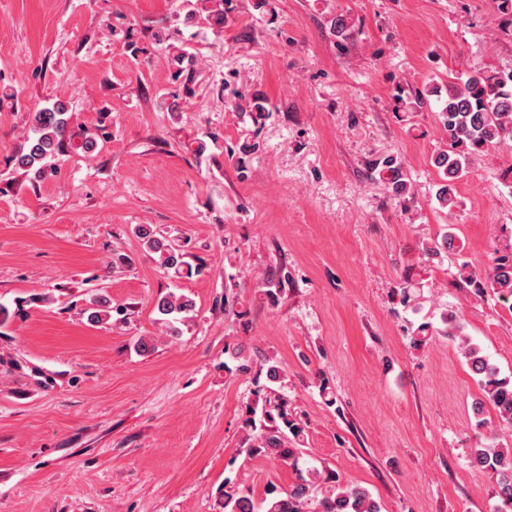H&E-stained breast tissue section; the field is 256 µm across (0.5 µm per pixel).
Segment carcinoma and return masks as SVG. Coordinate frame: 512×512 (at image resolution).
Returning <instances> with one entry per match:
<instances>
[{
	"mask_svg": "<svg viewBox=\"0 0 512 512\" xmlns=\"http://www.w3.org/2000/svg\"><path fill=\"white\" fill-rule=\"evenodd\" d=\"M202 21L210 26L224 27V0H202ZM169 69L175 79L189 85L196 80L195 54L184 47H172L168 57ZM246 95H238L243 100ZM248 99V98H246ZM267 112L266 100L258 95L248 99L241 113L258 122ZM444 147L431 157L432 165L440 173V183L435 194L438 206L449 211L458 206L456 183L466 172L468 165L487 149L512 146V70L488 72L473 66L463 77L448 81L447 97L441 110ZM72 115L68 103L57 99L44 107L28 112V124L32 135L25 146L13 156L15 169L23 171L34 182L41 181L72 143ZM97 133L82 132L77 146L87 153L94 149ZM370 175L381 181L392 196L403 198L409 193L411 178L403 163L392 156L379 157L368 166ZM137 236L154 253L158 254V267L166 274L180 277L186 273H201L203 268L192 266L184 260V253L167 240L156 236L153 227L141 224L136 227ZM462 243L450 232L431 240L422 248V257L428 261L440 259L452 252L461 254ZM459 279L473 286L478 293L490 288L500 297L512 298V251L494 258L486 279L479 280L470 270V264L462 261L456 266ZM288 275L264 278L260 287L265 296L274 301L282 291ZM399 304L407 307L417 299L416 284L406 279L397 289ZM194 300L185 295L170 294L158 299L155 309L159 321L170 333H177L175 323L189 317L194 311ZM112 304L106 294L90 295L86 308L91 324H102L111 318ZM448 325L446 334L460 337L461 355L477 378L482 398L473 404L477 426L488 424L483 417L485 404H490L499 424L512 427V382L499 377L498 368L482 354L480 347L462 335L461 324L453 314L444 318ZM265 370L267 385L253 393L251 402L245 405L243 427L247 433L246 452L253 456H270L291 465L296 464L306 446V430L301 419L291 409L288 400L274 389L282 384L285 370L279 362L268 358ZM471 465L489 473L496 483V495L503 505V512H512V448L494 445L474 449ZM332 484L328 494L318 496L319 486ZM218 495L224 512H381L379 503L365 488L341 484L336 474L314 471L311 477L301 479L286 494L274 486L267 488L260 505L230 479L224 480Z\"/></svg>",
	"mask_w": 512,
	"mask_h": 512,
	"instance_id": "carcinoma-1",
	"label": "carcinoma"
}]
</instances>
